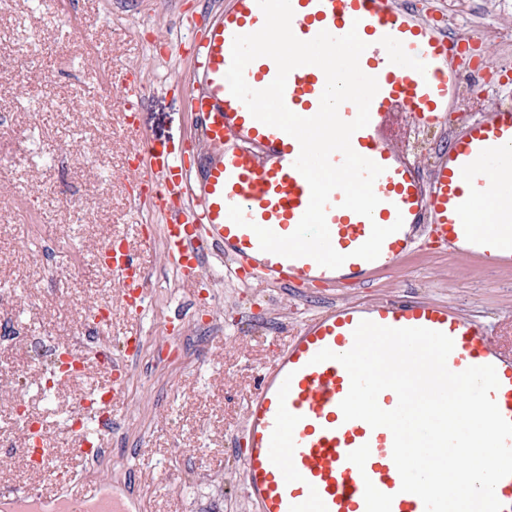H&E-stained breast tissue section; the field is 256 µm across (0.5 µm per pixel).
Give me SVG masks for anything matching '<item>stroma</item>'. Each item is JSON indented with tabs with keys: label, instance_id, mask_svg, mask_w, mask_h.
Listing matches in <instances>:
<instances>
[{
	"label": "stroma",
	"instance_id": "obj_1",
	"mask_svg": "<svg viewBox=\"0 0 512 512\" xmlns=\"http://www.w3.org/2000/svg\"><path fill=\"white\" fill-rule=\"evenodd\" d=\"M209 0H0V324L24 326L27 340L0 344V439L13 448L0 461V487L69 489L89 482L138 499L143 512H252L241 464L246 406L258 372L287 342V330L332 303L405 295L447 302L490 328L512 321V270L474 265L428 239L365 288L314 285L269 288L229 279L211 261L188 282L168 262L163 222L152 204L132 200L136 142L123 128L121 83L143 82L138 120L156 144L199 153L185 82L192 59L178 43ZM464 36L482 37L492 65H512V0H413ZM82 37L69 38L72 24ZM36 43L19 54L16 39ZM90 149L71 163L74 141ZM82 202L81 215L67 208ZM154 237L147 262L151 294L132 318L119 288L97 267L116 234ZM109 310L111 345L140 332L129 396L108 445L88 467L73 455L66 420L91 385L107 374L89 363L82 378L50 392L39 386L50 349L70 345L90 310ZM23 396L48 423L57 455L34 473L18 447L12 413Z\"/></svg>",
	"mask_w": 512,
	"mask_h": 512
}]
</instances>
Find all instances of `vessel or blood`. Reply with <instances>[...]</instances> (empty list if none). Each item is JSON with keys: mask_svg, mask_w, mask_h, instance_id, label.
<instances>
[{"mask_svg": "<svg viewBox=\"0 0 512 512\" xmlns=\"http://www.w3.org/2000/svg\"><path fill=\"white\" fill-rule=\"evenodd\" d=\"M201 22L203 36L193 46L188 96L196 115L197 142L203 149L200 168L185 167L178 149L147 141L138 155L145 160L148 187L156 199L175 196L180 207L168 210L167 256L186 280L202 271L209 253L242 275H256L286 288L313 284L359 286L373 273L391 270L415 249L419 231H427L449 252H464L474 263L512 268V235L497 228L474 233L462 220L484 188V171L512 174V99L499 98L455 131L438 157L428 158L420 133L446 127L466 92L460 42L426 24L395 0H290L293 34L313 39L321 31L335 36L357 30L367 48L360 56L363 72L376 78L379 90L370 106L369 124L351 137L359 155L383 168L374 183L379 199L372 217L343 208L332 193L326 221L333 248L345 254L337 269L309 257L289 259L261 251L255 226L281 236L297 227L310 201V187L295 169L298 141L252 117L226 81L235 36L258 31L264 14L257 0H231ZM248 79L268 84L277 73L267 57L252 61ZM326 78L317 66L293 69L284 101L295 114L317 113ZM125 129L139 138L135 108L144 88L125 83ZM410 120L412 138L399 139L400 116ZM243 209L240 227L228 217L230 206ZM404 227L388 236L376 260L355 257L373 225ZM155 249L151 236L130 243L111 237L102 250L101 268L117 281L132 316H139L150 292L146 257ZM395 328L424 327L452 338L447 360L451 371L494 366L499 380L493 392L501 415L512 421V349L504 348L481 320L457 308L416 298L384 299L373 304L334 305L307 320L262 369L246 409L242 468L245 493L256 512H425L422 500L401 490L392 458L389 429L345 420L341 401L350 377L337 361L314 362L322 349L349 351L361 321ZM64 357L103 367L108 378L95 386L99 401L90 428L71 431L73 453L89 460L109 433L113 412L125 402L128 371L106 349L86 357L76 347ZM134 501L84 484L70 493L46 496L40 489L0 490V512H135Z\"/></svg>", "mask_w": 512, "mask_h": 512, "instance_id": "obj_1", "label": "vessel or blood"}]
</instances>
